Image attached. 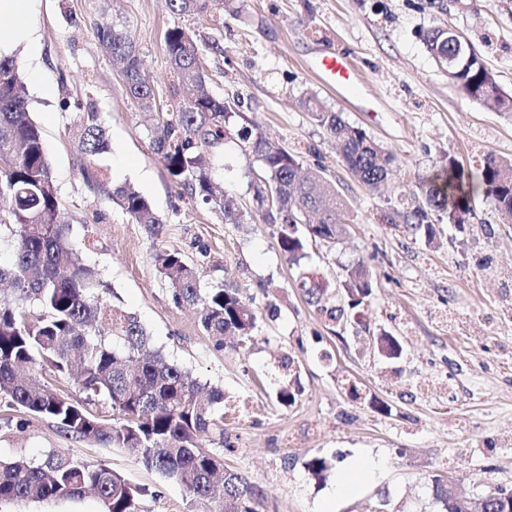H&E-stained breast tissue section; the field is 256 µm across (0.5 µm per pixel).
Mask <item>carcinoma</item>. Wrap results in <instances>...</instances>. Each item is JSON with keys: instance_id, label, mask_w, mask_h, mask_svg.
Wrapping results in <instances>:
<instances>
[{"instance_id": "obj_1", "label": "carcinoma", "mask_w": 512, "mask_h": 512, "mask_svg": "<svg viewBox=\"0 0 512 512\" xmlns=\"http://www.w3.org/2000/svg\"><path fill=\"white\" fill-rule=\"evenodd\" d=\"M169 5L180 14L201 15L226 9V0H169ZM97 35L102 50L122 62L131 102L141 111L161 114L151 140L171 178L190 194L214 203L224 223H243L242 212L213 193L207 148L224 141L231 112L223 99L205 90L197 41L179 27L165 32L173 83L164 107L156 101L132 36L109 22L99 24ZM451 35L440 24L425 30L422 40L439 65L454 67L452 83L466 96L491 99L500 111L511 113L512 96L493 88L494 77L477 54L452 56ZM302 105L336 140L342 162L362 184L375 190L387 180L395 162L392 154L318 97L311 95ZM77 123L75 147L85 158L81 172L87 184L111 196L135 223L159 237L163 221L151 202L129 185L111 188L98 176L95 160L108 150L98 114L90 108ZM242 139L265 171L254 186L256 210L263 223L276 227L288 263L299 264L310 238L336 242L344 231L336 221L344 200L332 182L320 171L299 174L297 155L258 132L245 131ZM267 183L280 189L278 202L269 209L263 205ZM477 186L511 222L512 160L486 158L475 184L448 156L432 175L418 181L422 204L412 212L417 223L407 228L424 231L432 243L439 229L429 215H436L438 223L462 226L472 214ZM0 198L9 201L7 220L0 226L10 231L9 258L0 259V284L10 286V294L0 295V402L17 413L6 416V423L15 419L21 426L27 416L47 418L67 437L136 451L146 469L179 482L198 500L214 502L210 512H264L262 487L227 466L224 454L203 445L223 423V392L212 389L202 399L199 379L153 350L138 316L112 304L108 282L81 263L41 129L30 116L22 76L10 57L0 58ZM153 259L174 303L199 309L202 330L216 347H224L226 336L236 337L239 345L250 341L257 326L252 300L234 288L203 287L198 265L178 250L159 248ZM299 278L309 297L320 299L325 286L317 274L302 270ZM342 287L356 305L371 295L373 277L364 262L347 270ZM37 365L74 378L81 397H64L30 381L25 373ZM99 397L110 403L111 418L88 409ZM431 483L433 499L441 512H448V476L435 475ZM88 489L101 501L102 512H145L140 503L148 490L104 463L77 461L60 450L50 451L40 465L25 458L0 461V503L79 498Z\"/></svg>"}]
</instances>
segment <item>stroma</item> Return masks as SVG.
Masks as SVG:
<instances>
[{
    "instance_id": "35a3bbf8",
    "label": "stroma",
    "mask_w": 512,
    "mask_h": 512,
    "mask_svg": "<svg viewBox=\"0 0 512 512\" xmlns=\"http://www.w3.org/2000/svg\"><path fill=\"white\" fill-rule=\"evenodd\" d=\"M444 4L439 13L428 0H234L229 11L197 15L174 13L167 0H43L34 18L39 58L13 53L84 262L140 318L166 360L223 390L225 400L249 401L247 417L225 422L204 444L260 483L265 512H323L328 504L334 512H439L437 474L459 480L474 505L490 492H512V223L480 196L468 224L446 226L432 245L386 220L419 205L416 183L443 156L474 176L486 155L512 159V116L467 98L420 38L439 22L461 32L512 95V0ZM105 20L131 32L161 102L173 80L166 30L180 27L197 40L209 91L231 107L229 132L210 149L211 178L244 223H225L214 204L174 183L151 146L152 116L131 102L98 43ZM330 50L349 56L375 111H360L311 72L310 62ZM311 94L394 155L385 187L366 188L344 166L334 140L300 105ZM90 105L108 132L97 160L104 180L131 184L151 201L165 223L160 239L83 178L71 124ZM244 127L297 150L302 168L323 171L346 201L345 235L308 242L299 266L254 209L264 169L237 135ZM159 247L197 261L204 285L252 298L258 327L246 349H215L196 311L174 304L153 263ZM360 260L374 288L353 308L340 283ZM303 268L327 283L321 303L301 288ZM334 307L340 320L325 315ZM385 332L403 345L400 358L378 355ZM286 356L295 361L289 376ZM285 385L298 391L293 403L279 398ZM52 449L104 462L148 487L145 512L208 508L133 452L67 438L49 419L0 428L1 458L37 463ZM315 457L330 463L327 479L309 471ZM359 459L374 465L373 476L342 491L341 475ZM101 509L91 493L0 505V512Z\"/></svg>"
}]
</instances>
